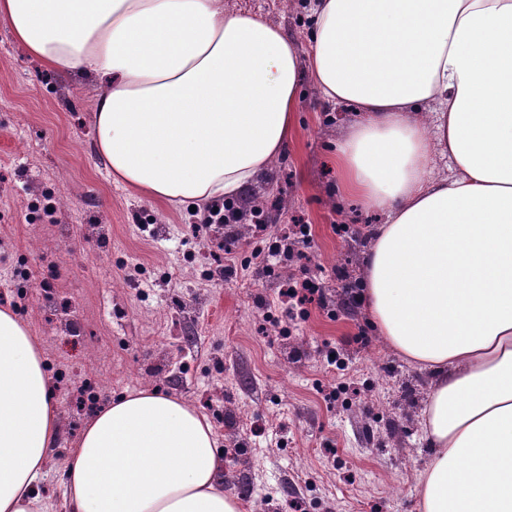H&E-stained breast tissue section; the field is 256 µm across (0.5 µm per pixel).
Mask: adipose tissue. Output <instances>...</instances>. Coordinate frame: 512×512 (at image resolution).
Instances as JSON below:
<instances>
[{
	"mask_svg": "<svg viewBox=\"0 0 512 512\" xmlns=\"http://www.w3.org/2000/svg\"><path fill=\"white\" fill-rule=\"evenodd\" d=\"M0 22L46 68L98 77L93 150L139 196H239L293 137L295 43L224 0H0ZM312 23V83L360 115L339 181L384 217L363 302L435 377L420 512H512V0H313ZM59 439L42 353L0 308V512H41ZM64 482L68 512H242L206 416L152 388L94 414Z\"/></svg>",
	"mask_w": 512,
	"mask_h": 512,
	"instance_id": "adipose-tissue-1",
	"label": "adipose tissue"
}]
</instances>
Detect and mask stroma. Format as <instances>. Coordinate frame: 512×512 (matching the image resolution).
Returning <instances> with one entry per match:
<instances>
[{"label":"stroma","instance_id":"stroma-1","mask_svg":"<svg viewBox=\"0 0 512 512\" xmlns=\"http://www.w3.org/2000/svg\"><path fill=\"white\" fill-rule=\"evenodd\" d=\"M311 0H224L309 51ZM96 76L56 72L0 24V301L28 326L58 396L59 448L37 490L62 512V473L93 409L145 387L212 422L224 492L243 512H417L431 376L347 312L334 269L361 281L382 216L340 192L330 147L359 115L300 85L287 150L244 193L233 227L193 234L189 209L114 184L92 150ZM306 224L324 304L288 321L299 266L257 274L253 228ZM233 256H226L225 247ZM236 274L225 277L226 261Z\"/></svg>","mask_w":512,"mask_h":512}]
</instances>
